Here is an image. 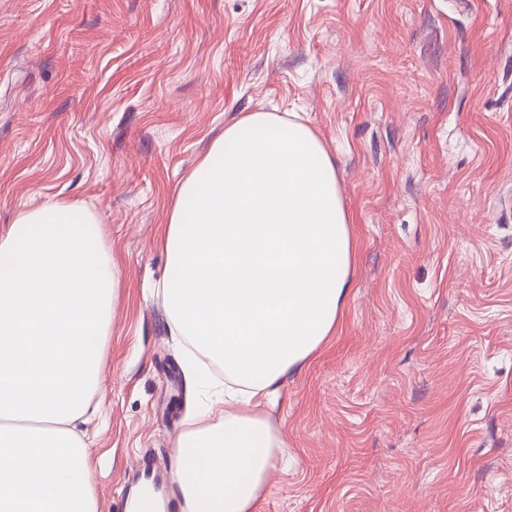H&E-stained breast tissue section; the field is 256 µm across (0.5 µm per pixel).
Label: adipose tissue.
<instances>
[{
  "label": "adipose tissue",
  "mask_w": 512,
  "mask_h": 512,
  "mask_svg": "<svg viewBox=\"0 0 512 512\" xmlns=\"http://www.w3.org/2000/svg\"><path fill=\"white\" fill-rule=\"evenodd\" d=\"M161 249L171 333L193 348L186 385L223 389L187 415L170 492L181 512H259L288 446L271 403L335 333L353 287L332 157L297 119L230 118L178 185ZM120 275L82 205L23 210L0 231V512H97L76 423Z\"/></svg>",
  "instance_id": "ef3b65f1"
}]
</instances>
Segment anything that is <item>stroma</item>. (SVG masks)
<instances>
[{
	"label": "stroma",
	"mask_w": 512,
	"mask_h": 512,
	"mask_svg": "<svg viewBox=\"0 0 512 512\" xmlns=\"http://www.w3.org/2000/svg\"><path fill=\"white\" fill-rule=\"evenodd\" d=\"M258 111L335 156L357 244L334 336L271 412L287 460L259 512H512V0H0V230L82 203L121 267L80 426L98 512L140 463L170 471L193 397L158 238Z\"/></svg>",
	"instance_id": "stroma-1"
}]
</instances>
